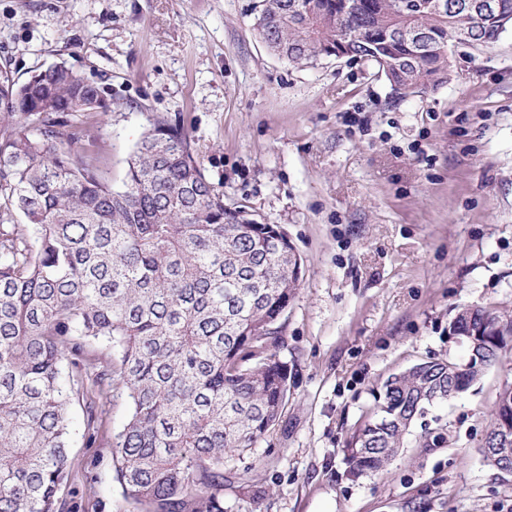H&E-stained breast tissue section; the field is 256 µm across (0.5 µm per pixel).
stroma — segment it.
Returning a JSON list of instances; mask_svg holds the SVG:
<instances>
[{
    "mask_svg": "<svg viewBox=\"0 0 512 512\" xmlns=\"http://www.w3.org/2000/svg\"><path fill=\"white\" fill-rule=\"evenodd\" d=\"M253 4L0 0V69L23 80L62 63L99 89L106 115L71 123L104 145L116 188L145 132L183 127L225 203L278 225L300 256L282 320L288 402L229 459L232 512H512V474L479 451L512 344L429 408L385 470L349 477L345 452L389 374L467 360L448 337L458 308L512 316V30L453 47L448 83L404 97L363 62L273 55ZM130 412L124 390L108 391L91 444L84 405L70 406L62 512H133L112 465Z\"/></svg>",
    "mask_w": 512,
    "mask_h": 512,
    "instance_id": "35a3bbf8",
    "label": "stroma"
}]
</instances>
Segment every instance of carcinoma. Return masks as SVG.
<instances>
[{"instance_id":"obj_1","label":"carcinoma","mask_w":512,"mask_h":512,"mask_svg":"<svg viewBox=\"0 0 512 512\" xmlns=\"http://www.w3.org/2000/svg\"><path fill=\"white\" fill-rule=\"evenodd\" d=\"M256 0L254 29L297 65L341 52L408 96L448 83L458 32L487 48L512 0ZM66 66L18 82L0 70V512H59L69 406L83 376L127 391L116 479L136 512H224V459L255 446L288 402L281 319L301 259L276 224L224 203L177 126L157 125L113 188L67 116L107 110ZM480 359H434L388 376L375 417L348 440L351 473L400 455L427 407L500 361L512 318L471 307ZM500 389L484 438L508 416Z\"/></svg>"}]
</instances>
